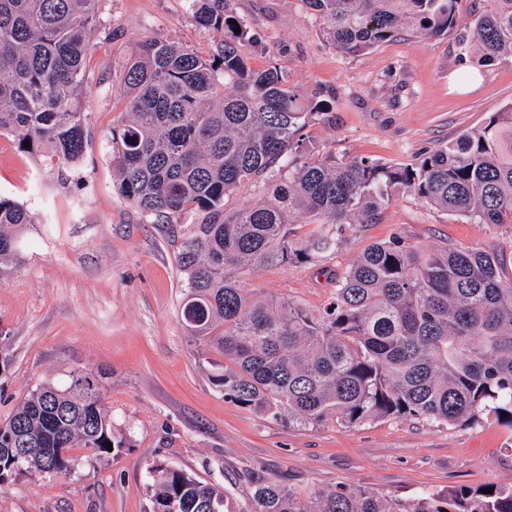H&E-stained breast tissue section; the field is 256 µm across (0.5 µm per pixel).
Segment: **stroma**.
Listing matches in <instances>:
<instances>
[{"mask_svg": "<svg viewBox=\"0 0 512 512\" xmlns=\"http://www.w3.org/2000/svg\"><path fill=\"white\" fill-rule=\"evenodd\" d=\"M473 7L459 0L457 24L443 36L405 33L344 56L302 0H233L261 36L251 66L278 63L304 99L334 113L333 122L307 127L310 149L386 166L416 163L512 104V57L485 65L459 44ZM96 8L82 160L51 166L0 135V195L36 218L16 229L19 259L0 273V420L42 382L91 370L106 398L112 453L78 448L69 474L17 476L0 489V512H151L155 462L219 484L231 512H245L254 474L305 493L344 483L399 499L512 485V429L494 417L472 427L404 418L349 427L331 418L302 428L243 408L211 383L181 318L172 240L182 229L120 195L111 130L123 117L126 60L141 42L205 57L220 34L196 26L186 0H98ZM395 236L427 250L512 247V226L472 224L400 191L378 223L348 230L335 255L262 268L247 286L319 308L332 296L333 273Z\"/></svg>", "mask_w": 512, "mask_h": 512, "instance_id": "obj_1", "label": "stroma"}]
</instances>
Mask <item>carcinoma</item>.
<instances>
[{"label":"carcinoma","mask_w":512,"mask_h":512,"mask_svg":"<svg viewBox=\"0 0 512 512\" xmlns=\"http://www.w3.org/2000/svg\"><path fill=\"white\" fill-rule=\"evenodd\" d=\"M326 41L356 54L395 38L439 37L458 0H301ZM96 0H0V133L56 165L87 147L81 96ZM195 24L224 34L207 58L147 40L127 60L124 112L112 128L119 192L160 219L198 216L177 248L181 318L216 356L224 398L301 427L410 417L472 426L492 413L512 429V276L506 255L478 247L426 251L401 237L372 243L336 272L333 298L310 310L245 288L258 268L336 253L346 229L375 223L408 191L473 224H512V106L425 155L416 167L314 155L304 129L328 115L274 64L248 66L257 35L232 0H188ZM462 49L491 64L512 56V0H480ZM28 145H23V142ZM262 196L235 212L244 184ZM329 224L305 238L295 218ZM35 223L0 196V269L18 258L11 229ZM508 416H501V412ZM112 425L97 374L40 384L0 421V487L22 473L66 475L73 450L108 455ZM42 454L16 460L15 449ZM152 512H230L220 486L176 467H149ZM248 512H512V486L461 487L412 500L338 483L309 495L251 478Z\"/></svg>","instance_id":"1"}]
</instances>
